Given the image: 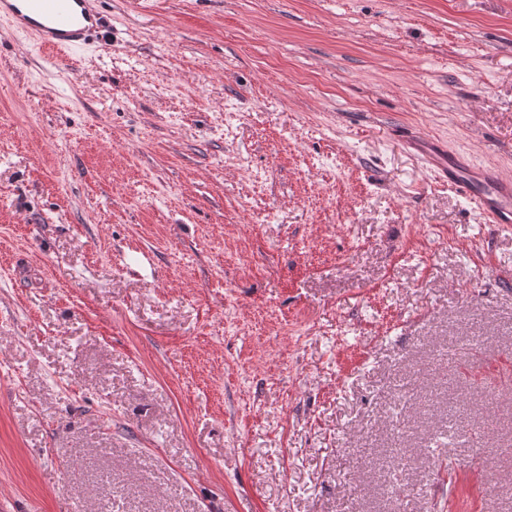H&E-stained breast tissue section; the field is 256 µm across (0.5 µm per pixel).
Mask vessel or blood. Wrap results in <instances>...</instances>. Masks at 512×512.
Segmentation results:
<instances>
[{
    "label": "vessel or blood",
    "mask_w": 512,
    "mask_h": 512,
    "mask_svg": "<svg viewBox=\"0 0 512 512\" xmlns=\"http://www.w3.org/2000/svg\"><path fill=\"white\" fill-rule=\"evenodd\" d=\"M96 0H0V17L32 37L45 51H72L99 42L104 29ZM440 177L462 190L488 223L512 226V179L496 168L474 166L463 154L449 152Z\"/></svg>",
    "instance_id": "vessel-or-blood-1"
}]
</instances>
